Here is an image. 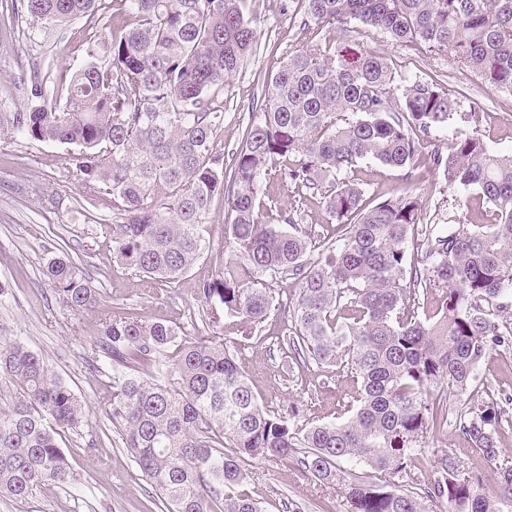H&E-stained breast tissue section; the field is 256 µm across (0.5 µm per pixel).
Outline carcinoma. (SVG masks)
<instances>
[{
  "mask_svg": "<svg viewBox=\"0 0 512 512\" xmlns=\"http://www.w3.org/2000/svg\"><path fill=\"white\" fill-rule=\"evenodd\" d=\"M303 27L355 20L393 44L447 52L495 88L512 91V0H296ZM31 33L112 9L105 57L81 44L85 63L34 81L31 105L1 112L0 129L76 147L65 161L87 195L112 204L120 222L103 224L125 266L168 282L210 247L216 198L230 204L224 240L234 257L199 288L212 312L238 319L244 333L273 319L291 365L343 364L356 378L348 418L295 429L297 408L272 414L216 337L187 339L180 327L134 317L106 318L89 360L115 363L107 416L168 512H262L236 492L246 458L296 460L318 481L340 487L349 512H424L442 498L448 512H499L480 477L459 479L460 460H441L439 476L418 493L411 481L433 409L445 386L462 396L477 366L512 346V154L490 151L475 135L448 150L428 140L454 122L460 100L438 84L406 78L391 57L359 46L319 42L287 54L269 75L268 103L224 159L215 138L224 125V86L256 43L241 0H25ZM404 83L397 94L398 83ZM427 150L429 167L468 192L462 216L424 233L425 263L408 257L426 201L413 187L376 205L351 173L364 161L404 168ZM274 184L293 203L281 223L259 219ZM318 201L335 240L318 258L302 210ZM46 276L76 313L97 303L82 268L54 258ZM290 279L296 298L269 282ZM441 293L438 318L421 321L409 289ZM172 362L164 381L133 364ZM0 496L26 499L45 482L73 480L57 435L84 421L85 405L26 346L0 338ZM472 451L500 455L503 420L495 401L470 400L455 413ZM362 465L359 472L341 468Z\"/></svg>",
  "mask_w": 512,
  "mask_h": 512,
  "instance_id": "carcinoma-1",
  "label": "carcinoma"
}]
</instances>
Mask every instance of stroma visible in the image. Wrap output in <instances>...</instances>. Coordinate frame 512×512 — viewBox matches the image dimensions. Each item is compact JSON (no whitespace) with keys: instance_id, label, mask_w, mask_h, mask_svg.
Wrapping results in <instances>:
<instances>
[{"instance_id":"stroma-1","label":"stroma","mask_w":512,"mask_h":512,"mask_svg":"<svg viewBox=\"0 0 512 512\" xmlns=\"http://www.w3.org/2000/svg\"><path fill=\"white\" fill-rule=\"evenodd\" d=\"M288 6L289 0H245V14L255 21L258 46L230 81L224 97V126L218 141L225 151L240 145L250 114L261 112L267 104V77L283 56L316 41L333 47L353 41L390 56L403 74L458 92L461 111L474 113V121L433 131V138L445 144L456 132L475 134L489 150L512 154V92L459 72L449 53L425 54L393 45L386 34L356 21L303 27ZM111 22L112 15L106 11L96 27L75 20L32 37L27 33L22 0H0V112L25 111L35 74L61 65L79 67L83 57L77 45L92 30L108 33ZM69 151V146L51 141L0 134V336L41 356L86 406L84 422L63 434L60 442L74 470L72 483L65 487L42 484L23 501L0 497V512H165L159 492L105 414L112 362L104 357L88 361L86 353L108 314L132 315L149 323L172 322L189 338L211 335L197 288L215 278L230 256L224 242L229 204L222 198L214 200L210 247L191 269L170 284L154 281L120 263L105 244L101 227L114 222L116 213L111 205L84 193L65 163ZM355 177L370 204L407 182H416L428 207H439L447 218L458 215L455 203L464 196L463 190L446 187L440 172L420 162L407 170L366 161ZM57 257L71 259L91 276L99 291L95 309L76 314L59 302L45 276L47 263ZM224 346L267 410L284 413L298 407L292 421L295 427L335 421L353 401L355 387L346 368L311 362L283 373L286 347L272 322L258 325L245 336L233 320H225ZM476 377L474 396L498 400L503 408L498 446L503 457L512 459V349L481 362ZM448 454L460 458V477L480 471L485 494L499 500L503 512H512V503L496 479L495 464L474 462L468 444L452 424L429 426L425 447L412 470L414 486H430L439 460ZM243 467L247 478L241 489L260 501L263 512H286L290 502L299 505L301 512L347 510L340 488L321 484L295 460L249 458Z\"/></svg>"}]
</instances>
